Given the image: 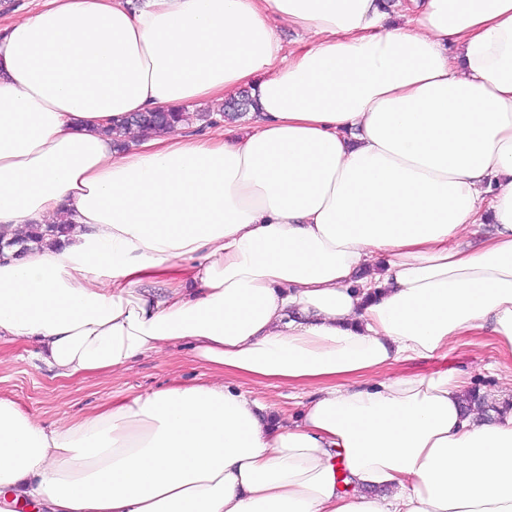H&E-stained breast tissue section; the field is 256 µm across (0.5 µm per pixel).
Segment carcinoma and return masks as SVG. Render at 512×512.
Here are the masks:
<instances>
[{
	"mask_svg": "<svg viewBox=\"0 0 512 512\" xmlns=\"http://www.w3.org/2000/svg\"><path fill=\"white\" fill-rule=\"evenodd\" d=\"M253 107H255V100L250 92L245 90L241 92L238 97L224 102V104L216 110L202 109L195 112H189L184 109L179 112L155 110L135 113L129 116L123 123L106 128L105 133L112 137L114 146L124 149L128 146L125 139V131L129 126H134L146 133H151L174 130L177 124L181 122L188 126L196 121L214 124L220 119L235 120L241 115L251 111ZM64 230L65 227L61 224H37L31 227L26 238L21 241V246L26 248L30 243L39 245L45 237L56 236L63 233ZM464 404L466 410H477L483 415L488 414L491 410H497L496 405L488 403L486 395L480 393L477 388L470 390L465 395Z\"/></svg>",
	"mask_w": 512,
	"mask_h": 512,
	"instance_id": "1",
	"label": "carcinoma"
}]
</instances>
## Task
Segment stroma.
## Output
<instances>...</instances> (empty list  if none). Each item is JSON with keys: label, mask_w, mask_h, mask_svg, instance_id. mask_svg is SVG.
Instances as JSON below:
<instances>
[{"label": "stroma", "mask_w": 512, "mask_h": 512, "mask_svg": "<svg viewBox=\"0 0 512 512\" xmlns=\"http://www.w3.org/2000/svg\"><path fill=\"white\" fill-rule=\"evenodd\" d=\"M445 369L466 372L471 384L490 397L512 388V360L502 355L490 336L467 338L434 357L395 364L390 373L430 374ZM209 375L207 366L184 346L142 357L116 375L59 378L36 357L33 346L0 344V392L47 423L80 419L97 412L108 400L158 390L175 379L191 382Z\"/></svg>", "instance_id": "35a3bbf8"}]
</instances>
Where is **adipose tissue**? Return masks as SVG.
Wrapping results in <instances>:
<instances>
[{"label":"adipose tissue","mask_w":512,"mask_h":512,"mask_svg":"<svg viewBox=\"0 0 512 512\" xmlns=\"http://www.w3.org/2000/svg\"><path fill=\"white\" fill-rule=\"evenodd\" d=\"M244 88L247 126L103 133ZM0 235V339L58 376L182 343L212 368L72 422L0 393V495L512 512V406L389 373L487 333L512 356V0H47L0 30ZM275 382L298 421L256 396ZM256 395L259 398L267 399L288 414L289 417H296L301 410L300 403L304 401L303 392L300 389L288 385L255 387Z\"/></svg>","instance_id":"ef3b65f1"}]
</instances>
